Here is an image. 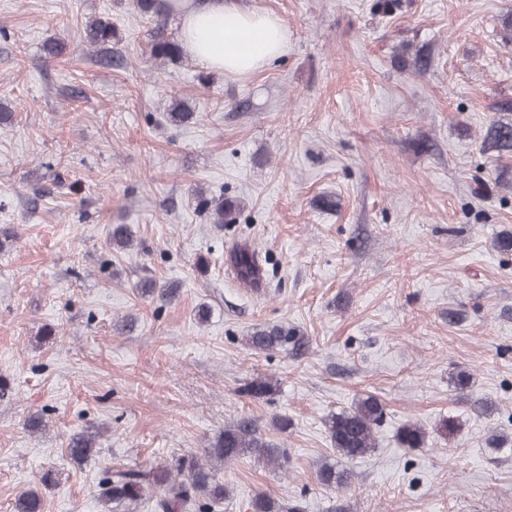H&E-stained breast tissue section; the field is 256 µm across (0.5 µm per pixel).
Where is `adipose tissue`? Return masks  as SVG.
Returning a JSON list of instances; mask_svg holds the SVG:
<instances>
[{"label": "adipose tissue", "mask_w": 512, "mask_h": 512, "mask_svg": "<svg viewBox=\"0 0 512 512\" xmlns=\"http://www.w3.org/2000/svg\"><path fill=\"white\" fill-rule=\"evenodd\" d=\"M181 20L180 38L201 65L247 75L280 57L284 24L240 0H170Z\"/></svg>", "instance_id": "adipose-tissue-1"}]
</instances>
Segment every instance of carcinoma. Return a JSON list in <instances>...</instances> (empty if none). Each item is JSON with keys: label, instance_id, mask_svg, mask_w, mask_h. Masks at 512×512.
Segmentation results:
<instances>
[{"label": "carcinoma", "instance_id": "1", "mask_svg": "<svg viewBox=\"0 0 512 512\" xmlns=\"http://www.w3.org/2000/svg\"><path fill=\"white\" fill-rule=\"evenodd\" d=\"M162 0H133L134 8L154 24L151 56L174 60L183 56L181 45L168 38L166 27L173 16L160 6ZM112 23L99 18L86 28V39L93 46L112 41ZM495 116L487 126L483 144L501 160L512 158V100L500 102ZM200 205L212 206L213 223H231L234 205L220 196L202 200ZM237 281L247 287L257 288L267 277V269L259 263L257 255L246 245H239L229 255ZM141 295L155 296L160 302L171 298L172 292L156 286L150 279L137 284ZM248 344L261 351L290 350L298 352L309 347V340L294 328L274 325L256 330L248 337ZM272 392L271 383L253 380L245 384L240 393L260 398ZM384 411L371 395L358 399L349 410L330 416L326 422L336 454L343 463L349 464L362 458L375 446L376 429L381 426ZM94 432L73 435L67 444V452L74 461H83L93 452ZM399 443L404 448H419L423 444L424 431L417 423H407L398 430ZM250 454L282 469L288 463L285 451L262 438L252 421L242 419L224 428L218 440L205 449L204 455H182L164 466L117 467L105 471L102 484L104 505L107 512H117L122 507L144 508L146 512H210L224 502V484L215 480L214 463L230 462ZM319 481L327 486L345 487L349 484L348 469H336L334 464L323 465L318 472ZM159 489L155 498L145 497L146 490ZM15 512H43V501L38 493L25 491L16 500Z\"/></svg>", "mask_w": 512, "mask_h": 512}]
</instances>
